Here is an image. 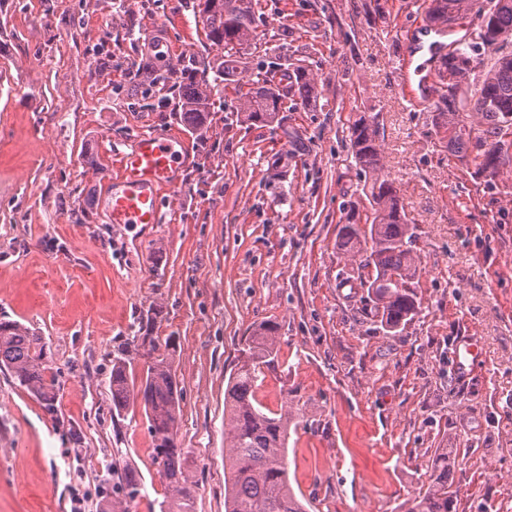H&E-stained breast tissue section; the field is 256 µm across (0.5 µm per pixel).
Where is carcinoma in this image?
<instances>
[{
    "label": "carcinoma",
    "instance_id": "carcinoma-1",
    "mask_svg": "<svg viewBox=\"0 0 512 512\" xmlns=\"http://www.w3.org/2000/svg\"><path fill=\"white\" fill-rule=\"evenodd\" d=\"M253 0H197L206 39L224 50L215 68L225 76L236 74L241 50L256 40ZM474 16L470 39L448 52L438 71L437 99L432 121L448 141V153L461 166H475L487 188L495 187L512 168V51L504 49L512 37V0H428L427 21L450 23ZM495 46L492 62L482 55ZM205 59L190 57L158 69L148 85L173 83L181 101L184 122L203 124L209 105L207 73L214 68ZM317 80L304 65L273 60L258 62L257 79L240 95L237 117L250 126L281 123L288 101L304 108L316 106ZM384 127L378 115L356 112L348 119L346 147L359 170L358 199L345 202V223L339 228L337 248L352 262L351 288L366 291L364 314L388 333H397L419 312L417 288L422 273L416 251L414 225L409 223L394 180L385 171L382 149ZM369 211L360 213V199ZM155 320L142 326L112 353L109 388L112 414L121 416L140 400L153 441V461L169 491L162 512H194L199 487L187 470L178 443L181 387L172 369L175 344L150 335ZM278 326L262 322L252 331L237 369L224 391L225 512H309L308 502L288 486V434L292 414L274 412L257 399L263 368L277 356ZM139 354L147 356L140 386L129 368ZM47 344L30 327L0 318V369L53 415L59 387L47 364ZM448 449L436 454L424 490L407 502L405 512H459L460 491L454 487ZM99 512H133L140 482L128 467L113 462L101 478Z\"/></svg>",
    "mask_w": 512,
    "mask_h": 512
}]
</instances>
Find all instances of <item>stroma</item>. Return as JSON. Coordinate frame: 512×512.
Wrapping results in <instances>:
<instances>
[{
	"mask_svg": "<svg viewBox=\"0 0 512 512\" xmlns=\"http://www.w3.org/2000/svg\"><path fill=\"white\" fill-rule=\"evenodd\" d=\"M193 3L0 0V315L45 338L60 384L50 415L0 370V512H98L115 457L140 480L136 512H161L144 410L113 416L105 385L114 347L156 304L155 335L176 339L195 512H224V390L267 320L278 354L258 397L300 414L288 477L310 512H404L440 448L458 457L465 512H512V178L486 189L449 156L430 103L398 94L424 0H255L258 47L310 66L318 103L249 126L236 83L213 71L200 132L138 71L154 26L171 62L221 56ZM362 111L385 128L423 268L421 310L393 335L364 318L336 247L359 183L347 120ZM148 129L180 133L198 162L164 193L161 223H105L107 180ZM463 336L483 351L465 373Z\"/></svg>",
	"mask_w": 512,
	"mask_h": 512,
	"instance_id": "1",
	"label": "stroma"
}]
</instances>
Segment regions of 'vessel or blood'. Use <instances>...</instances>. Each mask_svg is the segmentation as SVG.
<instances>
[{
  "instance_id": "obj_1",
  "label": "vessel or blood",
  "mask_w": 512,
  "mask_h": 512,
  "mask_svg": "<svg viewBox=\"0 0 512 512\" xmlns=\"http://www.w3.org/2000/svg\"><path fill=\"white\" fill-rule=\"evenodd\" d=\"M468 31L458 26L435 24L418 28L412 44L413 54L401 59L400 68L412 72L414 79L404 82L401 95L410 101L432 96L438 62L448 51L449 42H464ZM172 133L149 130L139 134L120 161V173L112 179L102 200L104 220L125 228L161 221L163 191L176 187L177 176L191 158L179 148Z\"/></svg>"
}]
</instances>
